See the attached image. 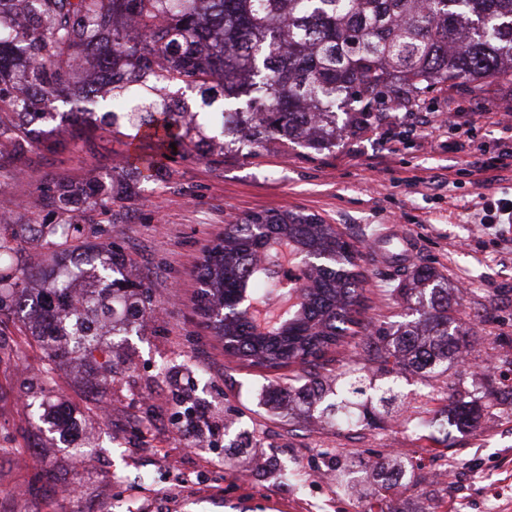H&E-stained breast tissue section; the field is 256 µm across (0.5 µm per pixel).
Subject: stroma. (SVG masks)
Listing matches in <instances>:
<instances>
[{
    "label": "stroma",
    "instance_id": "1",
    "mask_svg": "<svg viewBox=\"0 0 512 512\" xmlns=\"http://www.w3.org/2000/svg\"><path fill=\"white\" fill-rule=\"evenodd\" d=\"M512 105V81L458 80L426 91L412 111L372 112L367 125L318 153L269 145L247 157L225 152L213 165L189 159L139 181L113 209L106 237L127 270L150 288L153 310L124 341L127 364L108 384L90 385V367L68 356L47 360L23 318L0 322V512H512V401L488 408L476 433L437 432L452 391L512 390V223L480 221V196L512 198V173L481 181L475 154L512 147L497 111ZM455 115L476 139L449 148L440 121ZM125 136L101 133L90 146L63 138L33 153L8 191L24 223L40 188L58 180L111 175L131 154ZM263 210H301L335 225L360 249L394 252L387 229L416 237V264L437 268L473 331L462 360L437 379L402 382L403 399L338 427L331 411L305 420L266 396L294 369L268 373L230 358L200 316L195 270L225 225ZM366 321L404 320L393 289L409 270L362 259ZM68 406V438L49 432L40 402ZM92 449L80 466L76 447ZM411 462L375 501L366 483L373 462ZM355 487L336 490L337 464Z\"/></svg>",
    "mask_w": 512,
    "mask_h": 512
}]
</instances>
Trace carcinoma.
Wrapping results in <instances>:
<instances>
[{"label": "carcinoma", "instance_id": "carcinoma-1", "mask_svg": "<svg viewBox=\"0 0 512 512\" xmlns=\"http://www.w3.org/2000/svg\"><path fill=\"white\" fill-rule=\"evenodd\" d=\"M16 10L38 25L22 34L26 67L7 79L17 34L0 23V146L9 147L0 169L9 174L33 152L55 150L63 124L134 130L149 161L134 155L128 165L148 180L167 160L222 164L226 150L248 154L269 141L330 150L358 118L380 106L407 110L433 82L512 77V0H0V15ZM18 78L23 97L14 92ZM346 103L361 105L359 116L340 126L336 107ZM132 189L120 166L93 191L47 186L24 224L0 214V318L26 313L45 358L63 351L91 360L104 381L125 364L115 337L151 309L148 284L124 272L122 254L96 226ZM283 242L315 261L302 268L297 303L266 331L252 315L224 316L242 291L268 303ZM27 245L51 248L52 265L20 263ZM359 256L312 214L254 213L206 250L197 307L225 353L272 370L310 366L277 391L279 405L298 397L310 408L333 395L339 421L358 420L367 390L378 388L379 402L390 405L400 379L443 376L470 343L448 278L428 265L414 266L394 289L413 319L370 330L361 319ZM359 328L367 331L363 363L341 364L333 387L319 373L325 356ZM43 406L53 430L68 426L66 409ZM481 412L452 392L439 429L475 430ZM404 475L386 459L372 469L380 491Z\"/></svg>", "mask_w": 512, "mask_h": 512}]
</instances>
